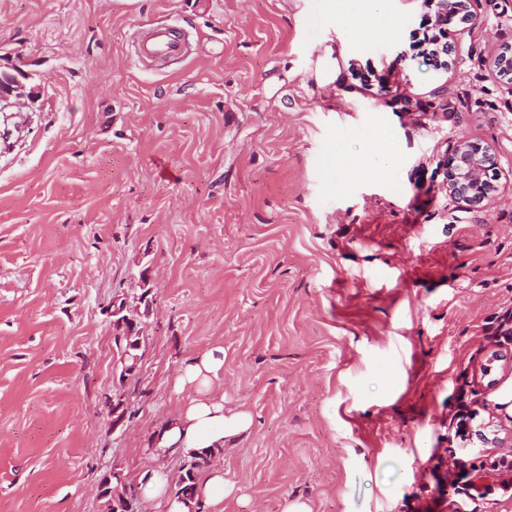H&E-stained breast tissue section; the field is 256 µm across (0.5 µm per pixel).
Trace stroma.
I'll return each mask as SVG.
<instances>
[{
    "instance_id": "obj_1",
    "label": "stroma",
    "mask_w": 512,
    "mask_h": 512,
    "mask_svg": "<svg viewBox=\"0 0 512 512\" xmlns=\"http://www.w3.org/2000/svg\"><path fill=\"white\" fill-rule=\"evenodd\" d=\"M448 70L423 0H0V71L39 97L0 149V512H104L120 471L167 494L154 438L197 395L251 414L209 459L224 512H448L486 460L460 404L512 416V0H471ZM372 27L368 36L356 23ZM187 58L138 65L146 27ZM489 145L500 195L461 210L442 155ZM381 154L380 167L365 160ZM154 302L132 414L112 299ZM222 349L204 392L186 365ZM501 361L490 362L491 353ZM489 375H482L483 365Z\"/></svg>"
}]
</instances>
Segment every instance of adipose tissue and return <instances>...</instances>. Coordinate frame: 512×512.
<instances>
[{
	"mask_svg": "<svg viewBox=\"0 0 512 512\" xmlns=\"http://www.w3.org/2000/svg\"><path fill=\"white\" fill-rule=\"evenodd\" d=\"M251 425L252 416L246 411L226 409L220 401L193 399L159 432L155 447L162 453L171 449L187 456L207 454L223 448ZM197 490L195 501L170 498L168 512H194L200 500L211 512H224V500L234 493L235 486L225 479L223 470L214 467L200 477Z\"/></svg>",
	"mask_w": 512,
	"mask_h": 512,
	"instance_id": "1",
	"label": "adipose tissue"
}]
</instances>
